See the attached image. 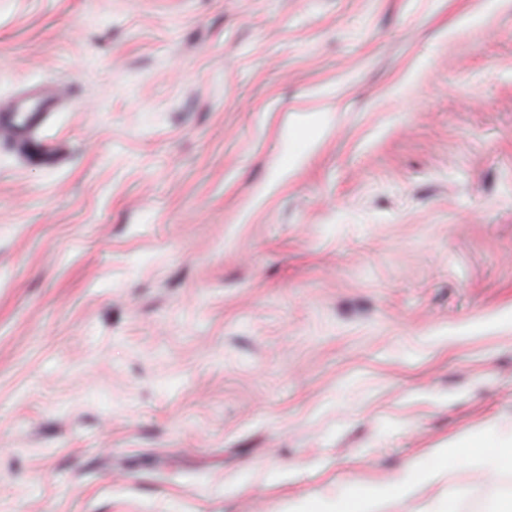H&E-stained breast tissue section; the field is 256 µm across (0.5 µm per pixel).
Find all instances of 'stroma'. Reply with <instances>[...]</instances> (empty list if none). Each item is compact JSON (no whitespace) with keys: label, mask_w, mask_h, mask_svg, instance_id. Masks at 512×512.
<instances>
[{"label":"stroma","mask_w":512,"mask_h":512,"mask_svg":"<svg viewBox=\"0 0 512 512\" xmlns=\"http://www.w3.org/2000/svg\"><path fill=\"white\" fill-rule=\"evenodd\" d=\"M46 80L0 512H284L512 422V0H0V103Z\"/></svg>","instance_id":"obj_1"}]
</instances>
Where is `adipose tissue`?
<instances>
[{
    "label": "adipose tissue",
    "mask_w": 512,
    "mask_h": 512,
    "mask_svg": "<svg viewBox=\"0 0 512 512\" xmlns=\"http://www.w3.org/2000/svg\"><path fill=\"white\" fill-rule=\"evenodd\" d=\"M452 457L470 465L475 477L485 481L512 472V424L498 427L491 439L476 435L464 443L435 449L429 459L409 463L394 483L353 488L333 500L293 501L288 512H381L384 503L412 497L421 485L453 480L454 469L448 464Z\"/></svg>",
    "instance_id": "ef3b65f1"
}]
</instances>
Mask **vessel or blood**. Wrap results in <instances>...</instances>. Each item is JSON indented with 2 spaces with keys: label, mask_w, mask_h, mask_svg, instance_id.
I'll list each match as a JSON object with an SVG mask.
<instances>
[{
  "label": "vessel or blood",
  "mask_w": 512,
  "mask_h": 512,
  "mask_svg": "<svg viewBox=\"0 0 512 512\" xmlns=\"http://www.w3.org/2000/svg\"><path fill=\"white\" fill-rule=\"evenodd\" d=\"M56 106V98L46 85L0 104V131H12L20 144H27L31 132L46 121Z\"/></svg>",
  "instance_id": "vessel-or-blood-1"
}]
</instances>
